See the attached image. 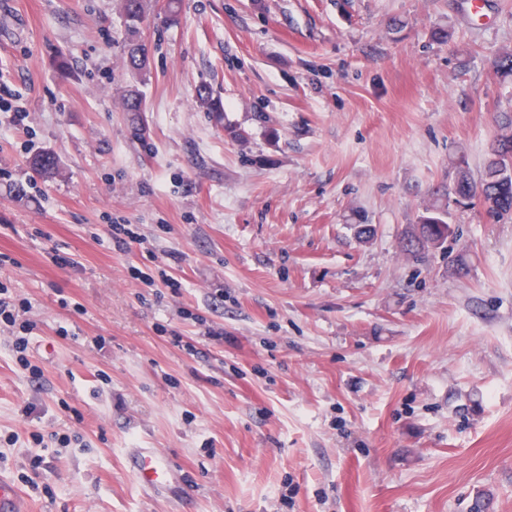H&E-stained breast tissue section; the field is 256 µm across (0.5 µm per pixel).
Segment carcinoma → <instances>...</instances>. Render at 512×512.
Wrapping results in <instances>:
<instances>
[{
	"instance_id": "1",
	"label": "carcinoma",
	"mask_w": 512,
	"mask_h": 512,
	"mask_svg": "<svg viewBox=\"0 0 512 512\" xmlns=\"http://www.w3.org/2000/svg\"><path fill=\"white\" fill-rule=\"evenodd\" d=\"M120 10L126 19L124 53L127 67L142 72L149 60L148 48L139 42L140 24L145 17V0H120ZM197 102L205 111L220 116L224 112V104L220 94L210 86H201L197 90ZM144 99L137 88L126 90L124 111L142 112ZM34 168L43 174H52L57 167L54 155L45 153L33 159ZM456 181L444 187L442 197L434 199L425 209L417 224L411 226L401 251L406 255L416 256L430 248L440 247L447 239L450 224L445 220L448 205L441 203V198L457 197V203L463 204L475 198H483L482 210L491 219L499 222L508 217L500 210V200L512 203V111L500 115L497 133L490 146L483 171L479 179H474L465 160L458 162Z\"/></svg>"
}]
</instances>
